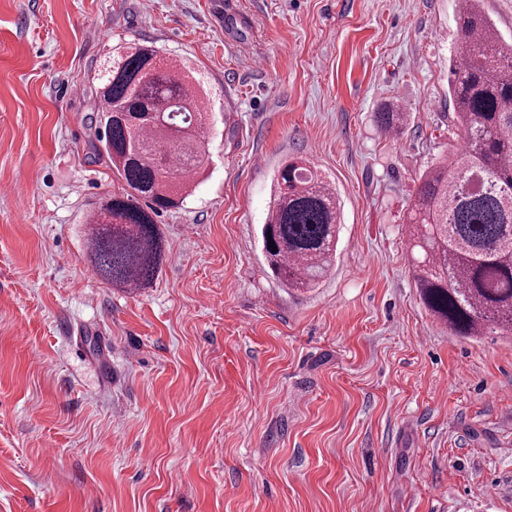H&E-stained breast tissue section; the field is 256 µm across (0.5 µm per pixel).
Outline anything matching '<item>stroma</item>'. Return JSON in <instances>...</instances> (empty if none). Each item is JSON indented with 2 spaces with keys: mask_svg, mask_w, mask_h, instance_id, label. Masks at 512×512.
Listing matches in <instances>:
<instances>
[{
  "mask_svg": "<svg viewBox=\"0 0 512 512\" xmlns=\"http://www.w3.org/2000/svg\"><path fill=\"white\" fill-rule=\"evenodd\" d=\"M223 2L0 0V512H512V340L429 315L403 220L461 135L459 0ZM135 40L190 65L209 164L128 291L86 220L122 191L95 75ZM292 157L343 210L311 289L261 236Z\"/></svg>",
  "mask_w": 512,
  "mask_h": 512,
  "instance_id": "35a3bbf8",
  "label": "stroma"
}]
</instances>
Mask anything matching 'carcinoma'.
<instances>
[{
    "label": "carcinoma",
    "instance_id": "obj_1",
    "mask_svg": "<svg viewBox=\"0 0 512 512\" xmlns=\"http://www.w3.org/2000/svg\"><path fill=\"white\" fill-rule=\"evenodd\" d=\"M458 25L448 93L463 135L422 175L407 213L413 277L451 334L512 338V47L479 0H461ZM97 80L96 151L125 188L89 215L90 253L104 280L144 288L163 261L154 215L182 205L205 162L199 89L183 64L142 43L112 56ZM406 121L394 109L376 114L385 132ZM341 223L336 187L305 159L283 164L261 230L274 275L289 288L316 285L333 265Z\"/></svg>",
    "mask_w": 512,
    "mask_h": 512
}]
</instances>
